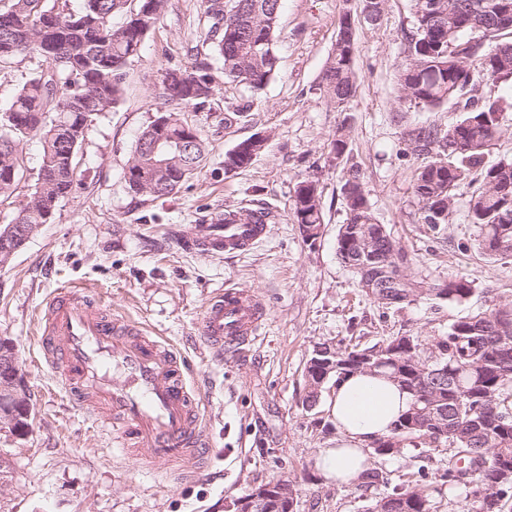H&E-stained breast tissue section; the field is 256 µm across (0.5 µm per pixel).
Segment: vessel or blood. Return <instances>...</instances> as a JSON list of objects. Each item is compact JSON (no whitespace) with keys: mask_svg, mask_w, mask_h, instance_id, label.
Masks as SVG:
<instances>
[{"mask_svg":"<svg viewBox=\"0 0 512 512\" xmlns=\"http://www.w3.org/2000/svg\"><path fill=\"white\" fill-rule=\"evenodd\" d=\"M265 220L198 224L176 246L195 255L241 254L263 239ZM266 307L231 287L206 303L197 335L215 358L257 340ZM44 360L94 426H111L123 453L146 467L197 475L210 443L200 425L202 399L188 385L190 363L162 337L103 311L89 290L63 287L49 304L40 337Z\"/></svg>","mask_w":512,"mask_h":512,"instance_id":"obj_1","label":"vessel or blood"}]
</instances>
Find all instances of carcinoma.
<instances>
[{"label":"carcinoma","instance_id":"carcinoma-1","mask_svg":"<svg viewBox=\"0 0 512 512\" xmlns=\"http://www.w3.org/2000/svg\"><path fill=\"white\" fill-rule=\"evenodd\" d=\"M82 0L76 12L60 11L50 0H7L0 6V67L38 55L48 66L28 79L5 111L0 113V200L10 197L19 175L17 154L21 144L36 136L41 143L37 180L33 192L12 223L17 233L12 246L25 242L23 229L34 233L52 219L58 203L77 182L76 157L85 131L99 115L117 105L128 62L137 56L145 38L163 17L167 0ZM205 37L211 58L224 79L253 92L263 89L274 74L275 33L280 0H203ZM385 0H363L370 21L381 20ZM414 31L407 37L405 59L398 68L400 97L428 108L460 105L461 116L441 129L418 126L407 132L411 149L428 161L417 169L413 194L420 204L422 222L441 233L454 204L459 183L475 177L479 186L467 203L466 217L476 225V251L488 256L512 254V161L486 164L485 157L502 133L508 103L501 98L466 96L482 83L512 79V0H413ZM120 15V25L112 24ZM492 47L470 53L475 39ZM355 31L350 11L339 18L336 40L322 75V88L336 111L345 110L357 88L354 66ZM212 64L195 61L190 66L162 72L156 96L164 110L139 135L124 171L129 193L160 198L178 191L200 169L205 140L181 112L201 108L214 96ZM170 140L167 174L155 176L147 155L150 140L159 132ZM244 140L224 155V170L237 171L252 163L254 151L263 147ZM330 155L342 167L341 188L345 224L336 238V253L347 264L363 266L359 285L374 300L380 289L392 293L390 305L402 307L434 297L460 303L472 293L464 274L446 280L419 278L409 272L407 254L396 244L386 225L377 222L359 170L348 164L343 130L332 140ZM294 218L299 224H324L318 182H299L294 194ZM265 213L274 223L276 214L265 204L257 208L224 210L241 221ZM370 239L354 249L349 239ZM390 336L362 349L339 347L328 377L341 379L360 370L356 358L368 360V369L387 377L411 396L409 409L390 434L373 442L379 455L398 454L407 445L451 448L448 467L436 485L418 489L395 487L373 498L367 512H435L433 494L442 489H463L461 512H503L512 500V483L490 504L476 496L489 478L470 454L481 448L497 464L512 472V305H500L471 314L450 325L437 338L434 351L419 364ZM13 346L0 340V383L9 380L8 360ZM495 393L490 404L484 396ZM0 411L14 413L11 431L31 426L28 408H20L0 394ZM388 486L382 473L372 469L358 487Z\"/></svg>","mask_w":512,"mask_h":512}]
</instances>
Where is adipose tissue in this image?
I'll list each match as a JSON object with an SVG mask.
<instances>
[{"label":"adipose tissue","mask_w":512,"mask_h":512,"mask_svg":"<svg viewBox=\"0 0 512 512\" xmlns=\"http://www.w3.org/2000/svg\"><path fill=\"white\" fill-rule=\"evenodd\" d=\"M410 402L408 393L381 375L351 373L338 384L329 412L340 432L336 447L325 449L316 468L326 477L351 483L369 467V444L389 434Z\"/></svg>","instance_id":"ef3b65f1"}]
</instances>
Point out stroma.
<instances>
[{"label": "stroma", "mask_w": 512, "mask_h": 512, "mask_svg": "<svg viewBox=\"0 0 512 512\" xmlns=\"http://www.w3.org/2000/svg\"><path fill=\"white\" fill-rule=\"evenodd\" d=\"M344 6L345 0H281L271 80L253 92L215 73L213 109L183 114L204 135V166L176 194L146 201L128 193L123 173L138 135L161 108L153 86L165 69L192 65L209 52L201 0H169L125 69L120 103L88 127L71 195L0 269V339L15 347L33 407L25 435L0 423V512H225L231 499L279 479L297 491L295 512H365L371 493L315 467L338 432L327 410L333 382L324 383L316 404L305 401L313 350L347 341L364 348L405 333L428 349L452 323L512 303V256L487 258L473 248L478 230L466 218L471 185L456 188L441 234L420 220L412 181L421 160L405 133L416 125L447 127L458 114L399 97L396 70L414 24L412 0H387L376 23L353 8L358 86L339 112L324 96L321 76ZM340 129L374 214L407 252L411 272L436 280L468 275L473 292L464 302L379 304L338 259L343 179L329 152ZM257 135L266 143L252 164L225 172V152ZM40 150L35 137L20 146L19 177L0 203V225L32 192ZM306 178L317 180L324 211L311 246L292 210L295 186ZM259 203L277 219L249 252L205 258L181 252L171 240L172 232H190L225 208ZM66 285L92 289L106 311L161 333L192 364L189 385L205 397L202 422L212 444L199 477L179 480L145 467L111 437L89 431L35 337L48 303ZM233 286L258 294L266 319L260 339L243 354L215 360L204 356L197 326L209 296ZM425 452L432 469L447 465V444ZM425 452L410 446L375 454L372 466L390 485L411 486Z\"/></svg>", "instance_id": "35a3bbf8"}]
</instances>
